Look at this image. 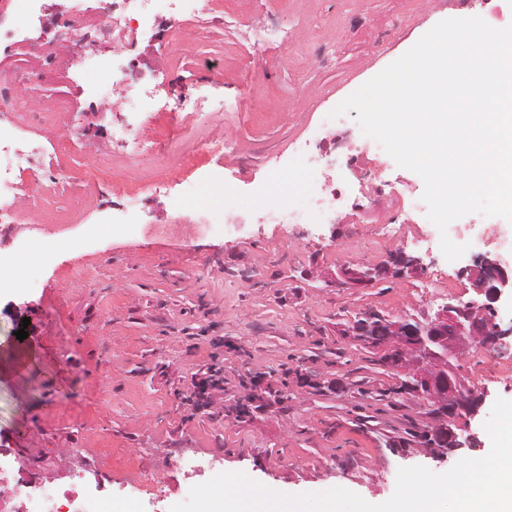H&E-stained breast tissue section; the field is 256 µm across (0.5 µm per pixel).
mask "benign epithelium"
I'll list each match as a JSON object with an SVG mask.
<instances>
[{"mask_svg": "<svg viewBox=\"0 0 512 512\" xmlns=\"http://www.w3.org/2000/svg\"><path fill=\"white\" fill-rule=\"evenodd\" d=\"M423 269L422 260L404 251L395 253L382 265L362 269L342 267L336 275V285L353 288L380 279H398L407 273ZM462 274L473 289L485 297V303L463 305L447 303L422 318L401 316L395 321L383 319L387 339L380 342L371 322L379 315L357 319L349 330L364 344L388 351L391 357L385 368L407 378L406 385L421 400L438 410L442 422L433 430L431 451L446 458L462 448L475 446V436L460 433L462 418L478 415L484 395H461L464 379L452 366L446 365L447 355L462 356L471 350L496 351L512 338V323L503 326L496 322L495 303L512 292V266L499 256L481 254Z\"/></svg>", "mask_w": 512, "mask_h": 512, "instance_id": "1", "label": "benign epithelium"}]
</instances>
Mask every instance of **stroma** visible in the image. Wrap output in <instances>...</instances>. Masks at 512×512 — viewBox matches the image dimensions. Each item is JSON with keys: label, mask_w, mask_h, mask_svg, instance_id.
<instances>
[{"label": "stroma", "mask_w": 512, "mask_h": 512, "mask_svg": "<svg viewBox=\"0 0 512 512\" xmlns=\"http://www.w3.org/2000/svg\"><path fill=\"white\" fill-rule=\"evenodd\" d=\"M276 0H236L220 26L201 20L205 38L168 45L162 27L139 35L141 62L154 63L166 47L163 112L107 111L58 115L55 136L80 129L89 144L87 166L112 151V182L155 179L156 159L129 160L112 147V134L129 126L142 138L170 143L176 156L191 143L176 136L196 129L200 141L221 139L230 152L212 157L233 186L245 217L241 230L225 234L219 220L224 199L199 192L191 206L205 224H176L172 198L144 196L134 229L102 227L72 248V225L41 219L44 246L40 281L16 294L37 329L16 339L13 316L0 297V441L15 450V476L38 470L57 475V448H80L72 466L97 462L113 501H135L140 512L179 504L190 457H216L222 472L241 471L287 494L342 487L380 504L395 492L399 468L424 466L436 473L491 448L484 423L497 398L512 399V349L470 352L456 359L468 389L486 403L468 428L477 444L439 459L421 439L434 425L430 406L401 391L399 379L380 362L379 350L350 335L352 321L377 312L416 317L440 306L465 304L476 293L461 269L449 264L440 234L426 219L403 225L391 240L377 230L388 212L363 203L335 224H303L288 232L264 223L251 188L287 178L281 164L296 142L316 135L320 113L404 55L437 23L482 16L485 0H277L302 24L291 42L252 52L244 27L267 14ZM364 13L367 31L336 47L327 68L306 63L307 41L334 38L335 10ZM408 16L409 24L382 50L369 33ZM223 56L213 73L201 59ZM193 89L206 104L198 118L171 106ZM225 111H215L218 103ZM376 175L399 190H423L415 172L386 158L382 167L352 163L350 187L364 194ZM421 256V272L358 288L336 287L342 265L375 266L396 250ZM250 279H240L242 269ZM219 387L199 402L194 383L209 369Z\"/></svg>", "instance_id": "35a3bbf8"}]
</instances>
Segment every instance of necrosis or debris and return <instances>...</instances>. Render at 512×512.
<instances>
[{"mask_svg":"<svg viewBox=\"0 0 512 512\" xmlns=\"http://www.w3.org/2000/svg\"><path fill=\"white\" fill-rule=\"evenodd\" d=\"M227 0H100L98 13H89L81 0H13L9 11L0 13V234L10 235L19 205L39 207L40 196L29 186L53 180L45 162L42 133L50 127L51 113L74 112L78 106L69 91L72 73H80L86 88L98 92L103 76L122 89L117 103L131 112L153 111L161 98L159 77L152 68L139 69L126 62V53L137 50V39L115 33L111 21L123 19L153 24L168 20L170 41L177 42L193 27L200 15L223 18ZM84 40L90 49L82 61L67 54L72 38ZM53 88L54 97L34 101L26 91ZM325 137L306 144L289 158L288 178L278 186L257 182L252 197L265 209L268 223L292 228L313 224L337 211V184L345 173L335 171L336 122L322 121ZM92 189L99 196L120 192L123 207L112 216L113 225L130 228L138 214L141 197L164 190L130 180L114 189L106 178L88 185H75V194ZM35 241L15 240L13 249L0 256V286L14 287L13 273L23 268L27 283H37L42 265L33 257ZM110 502L99 479L85 471L72 472L67 483L42 477L31 483L15 481L0 467V512H106Z\"/></svg>","mask_w":512,"mask_h":512,"instance_id":"1","label":"necrosis or debris"}]
</instances>
